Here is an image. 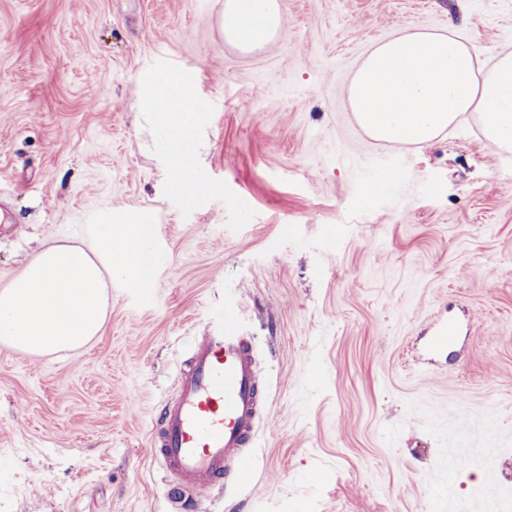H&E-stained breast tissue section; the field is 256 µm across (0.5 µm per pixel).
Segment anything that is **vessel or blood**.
<instances>
[{"label": "vessel or blood", "mask_w": 512, "mask_h": 512, "mask_svg": "<svg viewBox=\"0 0 512 512\" xmlns=\"http://www.w3.org/2000/svg\"><path fill=\"white\" fill-rule=\"evenodd\" d=\"M457 343L448 323L436 328L430 347L445 353ZM265 407L254 340L237 312H225L194 338L150 438L153 458L171 475L166 495L176 512H195L199 488L252 481L251 449Z\"/></svg>", "instance_id": "obj_1"}]
</instances>
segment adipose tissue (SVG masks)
<instances>
[{
	"label": "adipose tissue",
	"instance_id": "adipose-tissue-1",
	"mask_svg": "<svg viewBox=\"0 0 512 512\" xmlns=\"http://www.w3.org/2000/svg\"><path fill=\"white\" fill-rule=\"evenodd\" d=\"M282 25L280 0H224V39L242 51L264 47ZM347 94L373 139L427 144L472 114L489 146L512 152V50L483 63L455 33L402 30L371 47ZM192 105L189 90L170 82L146 89L144 118L162 140V163L178 189L196 176V145L185 135L197 118ZM145 222L124 214L103 225L93 250L52 245L38 253L0 289V342L30 355L90 345L105 320L112 280L148 275L154 245Z\"/></svg>",
	"mask_w": 512,
	"mask_h": 512
}]
</instances>
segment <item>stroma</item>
I'll list each match as a JSON object with an SVG mask.
<instances>
[{
    "label": "stroma",
    "mask_w": 512,
    "mask_h": 512,
    "mask_svg": "<svg viewBox=\"0 0 512 512\" xmlns=\"http://www.w3.org/2000/svg\"><path fill=\"white\" fill-rule=\"evenodd\" d=\"M281 5L279 36L244 54L224 0H0V288L49 245L93 247L107 213L148 215L155 242L87 348L0 344V512H169L156 410L228 306L267 411L253 483L201 491L198 512L512 503V154L468 115L423 146L372 141L346 94L403 29L512 49V0ZM159 75L196 100L190 199L141 113ZM443 321L459 344L429 356Z\"/></svg>",
    "instance_id": "obj_1"
}]
</instances>
